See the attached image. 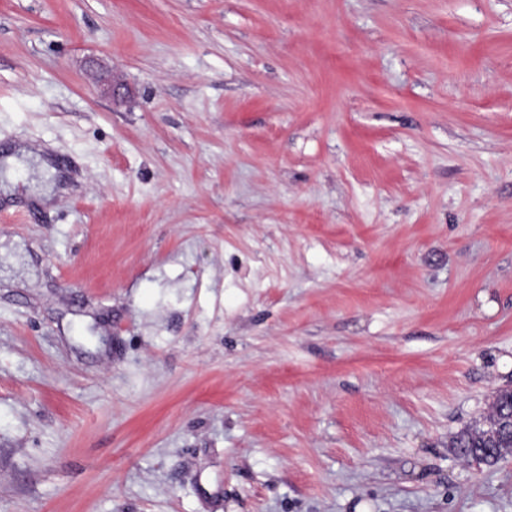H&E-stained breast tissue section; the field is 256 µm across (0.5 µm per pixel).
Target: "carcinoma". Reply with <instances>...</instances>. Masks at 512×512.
Listing matches in <instances>:
<instances>
[{"instance_id": "carcinoma-1", "label": "carcinoma", "mask_w": 512, "mask_h": 512, "mask_svg": "<svg viewBox=\"0 0 512 512\" xmlns=\"http://www.w3.org/2000/svg\"><path fill=\"white\" fill-rule=\"evenodd\" d=\"M492 405L496 407L497 413L488 414L481 423L465 428L453 439L452 447L457 449L459 456L495 465L501 461V456L488 453L486 448H512V432L508 427L512 419V389L497 391Z\"/></svg>"}]
</instances>
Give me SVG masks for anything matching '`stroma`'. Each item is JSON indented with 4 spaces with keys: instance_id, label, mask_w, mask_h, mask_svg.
Listing matches in <instances>:
<instances>
[{
    "instance_id": "1",
    "label": "stroma",
    "mask_w": 512,
    "mask_h": 512,
    "mask_svg": "<svg viewBox=\"0 0 512 512\" xmlns=\"http://www.w3.org/2000/svg\"><path fill=\"white\" fill-rule=\"evenodd\" d=\"M0 512H512V0H0ZM17 153H21L22 159H19L16 154H6L3 159V180L0 187L3 189L4 195L12 192V175L15 167L20 165L23 159H33L42 170H46L45 165L40 162L39 156L32 151L21 148ZM492 405L497 413L488 414L482 423L467 427L458 433L452 441V448H457L459 456L486 465H495L503 460L502 456H493L490 452H504L505 448L512 451V432L508 422L512 415V388L498 390L494 395ZM497 446L498 448H489ZM511 447V448H509Z\"/></svg>"
}]
</instances>
